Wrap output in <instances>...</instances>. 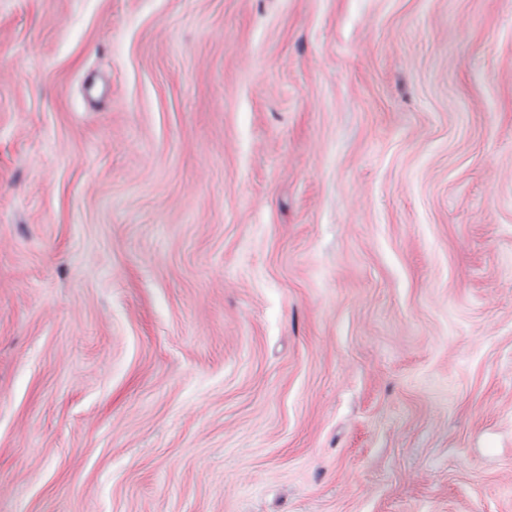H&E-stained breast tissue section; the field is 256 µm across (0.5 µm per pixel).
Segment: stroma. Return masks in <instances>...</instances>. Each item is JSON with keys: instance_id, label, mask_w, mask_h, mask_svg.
<instances>
[{"instance_id": "stroma-1", "label": "stroma", "mask_w": 512, "mask_h": 512, "mask_svg": "<svg viewBox=\"0 0 512 512\" xmlns=\"http://www.w3.org/2000/svg\"><path fill=\"white\" fill-rule=\"evenodd\" d=\"M0 512H512V0H0Z\"/></svg>"}]
</instances>
